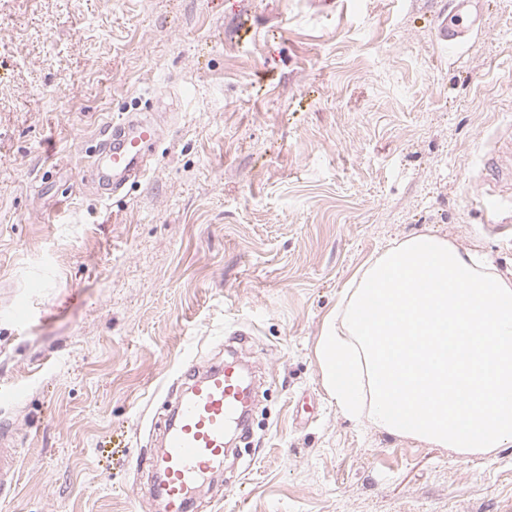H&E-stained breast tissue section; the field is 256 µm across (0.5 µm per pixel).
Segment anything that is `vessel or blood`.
Wrapping results in <instances>:
<instances>
[{
	"label": "vessel or blood",
	"mask_w": 512,
	"mask_h": 512,
	"mask_svg": "<svg viewBox=\"0 0 512 512\" xmlns=\"http://www.w3.org/2000/svg\"><path fill=\"white\" fill-rule=\"evenodd\" d=\"M472 0H453L455 21L438 17L436 34L444 48L468 38L461 18ZM94 155V182L102 195L114 196L125 184L144 175L152 149L162 131L151 121L129 114L104 131ZM186 389L163 433L162 449L148 459L160 478L156 496L164 512H191L194 491L220 470L227 456L225 434L229 428L245 429L242 417L253 402L254 389L236 362L224 360L204 366L191 365L182 373ZM19 458L8 441L0 442V491L14 490Z\"/></svg>",
	"instance_id": "obj_1"
}]
</instances>
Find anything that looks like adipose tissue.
<instances>
[{"label":"adipose tissue","mask_w":512,"mask_h":512,"mask_svg":"<svg viewBox=\"0 0 512 512\" xmlns=\"http://www.w3.org/2000/svg\"><path fill=\"white\" fill-rule=\"evenodd\" d=\"M341 412L460 452L512 444V280L419 234L345 285L317 344Z\"/></svg>","instance_id":"1"}]
</instances>
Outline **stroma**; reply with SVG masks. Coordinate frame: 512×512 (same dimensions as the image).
Segmentation results:
<instances>
[{"mask_svg":"<svg viewBox=\"0 0 512 512\" xmlns=\"http://www.w3.org/2000/svg\"><path fill=\"white\" fill-rule=\"evenodd\" d=\"M0 0V512H158L175 374L244 338L265 370L197 512H512V446L461 454L350 420L315 347L345 284L421 233L512 279L478 188L512 125V0ZM160 125L147 174L86 183L103 127ZM29 319L17 325L13 313ZM472 0H454V15L458 17V21L448 22L446 17H438L436 23V34L439 42L445 48H455L457 45L465 41L470 33V28L463 26L462 16L468 11ZM0 447V491H11L16 485L19 458L16 449L9 448L7 439L0 442Z\"/></svg>","mask_w":512,"mask_h":512,"instance_id":"35a3bbf8","label":"stroma"}]
</instances>
